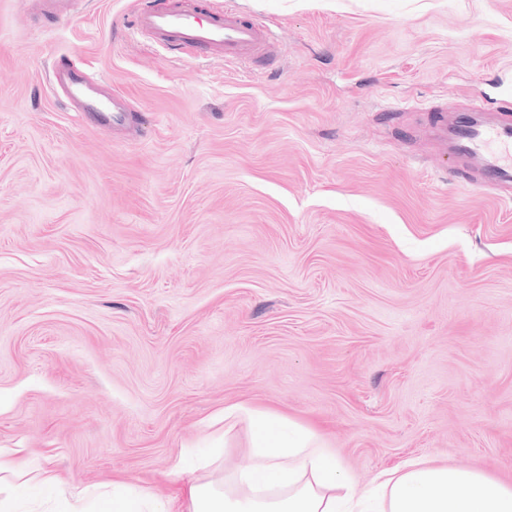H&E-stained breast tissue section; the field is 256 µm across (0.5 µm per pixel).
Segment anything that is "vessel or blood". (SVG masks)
I'll use <instances>...</instances> for the list:
<instances>
[{"label": "vessel or blood", "mask_w": 512, "mask_h": 512, "mask_svg": "<svg viewBox=\"0 0 512 512\" xmlns=\"http://www.w3.org/2000/svg\"><path fill=\"white\" fill-rule=\"evenodd\" d=\"M137 27L169 50L227 61L266 58L274 43L268 30L241 20L230 10L206 11L198 0H177L166 9L143 7ZM48 90L50 95L60 94L79 102L80 115L93 117L97 125L119 121L120 97L109 102L101 99L94 82L78 63L70 61L55 67ZM451 150L471 171L475 184L512 197V125L500 119L481 123L458 121L451 130Z\"/></svg>", "instance_id": "b4317fda"}]
</instances>
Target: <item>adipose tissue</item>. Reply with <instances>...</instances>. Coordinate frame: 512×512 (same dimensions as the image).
Wrapping results in <instances>:
<instances>
[{"mask_svg":"<svg viewBox=\"0 0 512 512\" xmlns=\"http://www.w3.org/2000/svg\"><path fill=\"white\" fill-rule=\"evenodd\" d=\"M223 419V431L210 441L229 445L236 427L247 424L244 466L218 480L196 476L173 505L116 482L99 512H512V482L425 460L393 470L380 490L356 499L313 425L243 402L225 406Z\"/></svg>","mask_w":512,"mask_h":512,"instance_id":"obj_1","label":"adipose tissue"}]
</instances>
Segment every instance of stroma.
<instances>
[{
  "label": "stroma",
  "mask_w": 512,
  "mask_h": 512,
  "mask_svg": "<svg viewBox=\"0 0 512 512\" xmlns=\"http://www.w3.org/2000/svg\"><path fill=\"white\" fill-rule=\"evenodd\" d=\"M143 0H0V450L164 501L224 406L316 426L355 496L512 481V199L432 108L512 106V0H207L274 60L178 58ZM79 57L134 114L49 96Z\"/></svg>",
  "instance_id": "1"
}]
</instances>
